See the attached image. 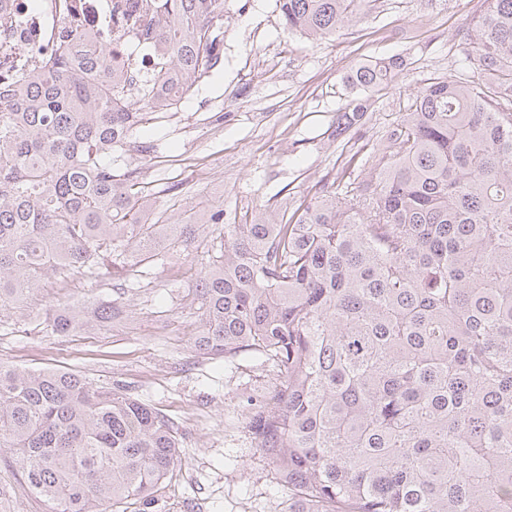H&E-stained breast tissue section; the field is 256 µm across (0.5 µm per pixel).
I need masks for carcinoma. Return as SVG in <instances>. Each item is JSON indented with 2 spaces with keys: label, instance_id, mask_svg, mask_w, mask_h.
I'll return each instance as SVG.
<instances>
[{
  "label": "carcinoma",
  "instance_id": "1",
  "mask_svg": "<svg viewBox=\"0 0 512 512\" xmlns=\"http://www.w3.org/2000/svg\"><path fill=\"white\" fill-rule=\"evenodd\" d=\"M149 2L154 47L135 72L72 26L49 61L0 78V317L26 319L51 279L125 281L194 253L195 350L277 369L247 427L287 512H512V0H484L466 70L428 78L382 145L346 161L348 182L245 224L219 206L160 224L112 160L153 149L133 98L168 111L221 59L224 0ZM279 4L318 42L368 0ZM399 66L363 64L355 82ZM371 109L355 99L339 133ZM123 314L67 303L46 321L68 336ZM2 448L48 512H146L179 459L174 422L128 389L0 361Z\"/></svg>",
  "mask_w": 512,
  "mask_h": 512
}]
</instances>
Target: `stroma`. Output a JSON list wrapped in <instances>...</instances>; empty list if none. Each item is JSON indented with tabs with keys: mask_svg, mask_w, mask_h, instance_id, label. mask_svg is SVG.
Here are the masks:
<instances>
[{
	"mask_svg": "<svg viewBox=\"0 0 512 512\" xmlns=\"http://www.w3.org/2000/svg\"><path fill=\"white\" fill-rule=\"evenodd\" d=\"M483 0H371L359 22L314 43L284 30L276 0H224L220 64L176 108L153 115L152 154L128 153L151 212L176 215L223 206L244 220L262 206L296 207L315 183L336 175L346 135L339 109L361 91L363 63L403 58L388 84L371 89L364 134L378 143L430 77H455L463 31ZM198 266L165 254L143 276L115 287L102 278L49 280L32 322L0 319V360L31 369H70L105 386L121 382L171 418L180 460L150 512H284L286 497L246 427L251 405L271 394L275 374L247 355L213 359L193 347L199 311L188 289ZM112 299L126 313L91 333L54 335L52 301ZM0 512H46L0 457Z\"/></svg>",
	"mask_w": 512,
	"mask_h": 512,
	"instance_id": "1",
	"label": "stroma"
}]
</instances>
